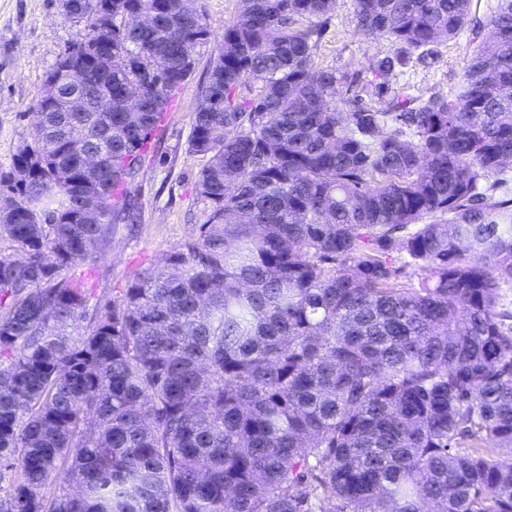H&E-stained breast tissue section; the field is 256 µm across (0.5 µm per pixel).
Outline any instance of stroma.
<instances>
[{"instance_id":"1","label":"stroma","mask_w":512,"mask_h":512,"mask_svg":"<svg viewBox=\"0 0 512 512\" xmlns=\"http://www.w3.org/2000/svg\"><path fill=\"white\" fill-rule=\"evenodd\" d=\"M209 29L206 42L195 45V69L173 95L165 131L131 186L141 206L135 226L116 224L102 251L90 284L96 296L113 297L145 268L162 269L166 255L196 236L210 213L195 182L205 160L190 152L188 137L201 97L200 86L216 57L224 25L236 15L237 0H198ZM79 27L63 15L61 0H0V168L8 167L36 120L34 104L44 92L47 73L59 54L78 37ZM383 37L365 38L354 31L352 0H337L318 49L322 66L353 64L370 72L390 54ZM473 46L468 32L435 47L432 59L415 61L395 77L394 86L417 96L455 92Z\"/></svg>"}]
</instances>
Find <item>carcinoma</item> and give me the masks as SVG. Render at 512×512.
I'll return each mask as SVG.
<instances>
[{"label":"carcinoma","instance_id":"cac0c4a2","mask_svg":"<svg viewBox=\"0 0 512 512\" xmlns=\"http://www.w3.org/2000/svg\"><path fill=\"white\" fill-rule=\"evenodd\" d=\"M46 81L109 83L101 112L34 109L0 173V512H512V0H354L356 34L394 50L372 77L317 65L336 0H239L188 138L212 206L161 271L69 328L170 98L207 40L196 0H81ZM153 13L146 28L141 14ZM468 29L457 91L411 96L395 70ZM159 73L132 124L125 87ZM255 90L243 94V85ZM104 144L83 220L79 147ZM24 161L32 181L14 177ZM424 267L400 281L392 253ZM80 486L51 494L50 479Z\"/></svg>","mask_w":512,"mask_h":512}]
</instances>
